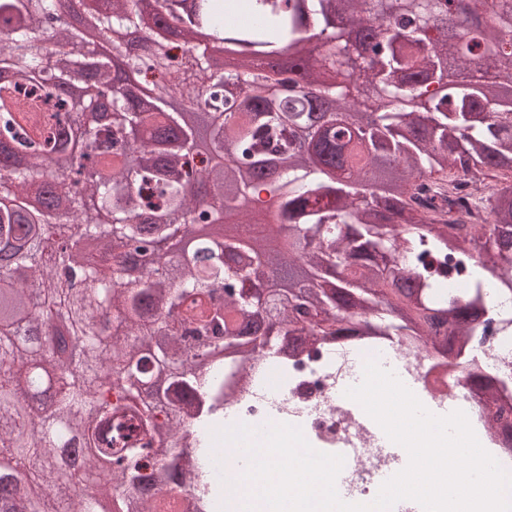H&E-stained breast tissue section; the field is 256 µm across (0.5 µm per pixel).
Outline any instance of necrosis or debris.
<instances>
[{"label": "necrosis or debris", "mask_w": 512, "mask_h": 512, "mask_svg": "<svg viewBox=\"0 0 512 512\" xmlns=\"http://www.w3.org/2000/svg\"><path fill=\"white\" fill-rule=\"evenodd\" d=\"M488 307L487 322L473 328L465 361L430 346L410 347L397 336H380L367 345L353 337L330 336L317 342L312 354L289 356L287 381H280L276 363L262 358L248 364L246 373L226 381L224 410L255 427L271 422L299 426L321 452L352 449L345 464L349 494L366 502L376 497L377 476L391 462L386 450L376 445L377 425L368 421L358 403L340 398L339 389L362 362L386 353L417 396L439 409L465 408L471 425L489 432L482 446L512 472V439L495 426L499 411L512 418V303L492 300ZM476 373L493 380L494 399L482 397L470 383Z\"/></svg>", "instance_id": "1"}]
</instances>
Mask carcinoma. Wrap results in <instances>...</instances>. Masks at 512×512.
<instances>
[{
	"label": "carcinoma",
	"instance_id": "carcinoma-1",
	"mask_svg": "<svg viewBox=\"0 0 512 512\" xmlns=\"http://www.w3.org/2000/svg\"><path fill=\"white\" fill-rule=\"evenodd\" d=\"M94 2L73 28L58 0H0V65L16 75L0 84V163L12 144L25 159L0 178L15 267L0 268V490L21 512L57 498L164 512L168 485L196 509L224 369L243 368L226 355L350 334L451 336L460 355L486 307L478 270L512 294V0H205L232 71L194 45V18L161 11L166 36L135 44L138 0ZM273 55L288 59L285 96L263 93L257 62ZM132 74L157 92L150 107ZM72 112L91 113L85 152L46 196ZM273 156L288 164L266 181ZM470 182L487 193L463 200ZM226 185L276 205L280 266L310 285L275 286L247 215L183 251L173 277L147 263L160 241L220 224ZM453 258L471 279L450 297ZM243 280L262 304L231 293ZM75 483L96 491L76 503Z\"/></svg>",
	"mask_w": 512,
	"mask_h": 512
}]
</instances>
